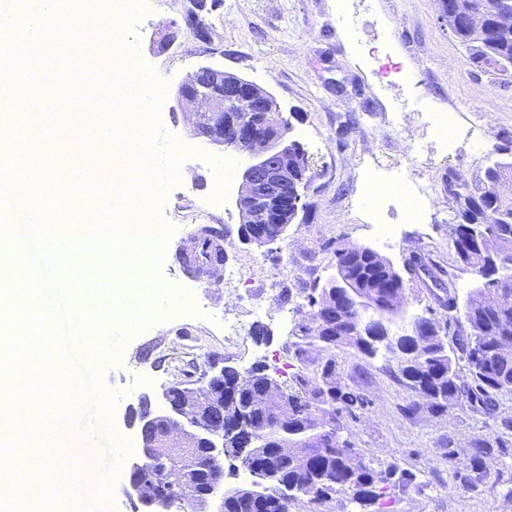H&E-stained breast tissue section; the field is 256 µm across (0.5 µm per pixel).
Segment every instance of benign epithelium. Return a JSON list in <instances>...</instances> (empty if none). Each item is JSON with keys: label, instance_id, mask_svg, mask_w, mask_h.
I'll return each instance as SVG.
<instances>
[{"label": "benign epithelium", "instance_id": "1", "mask_svg": "<svg viewBox=\"0 0 512 512\" xmlns=\"http://www.w3.org/2000/svg\"><path fill=\"white\" fill-rule=\"evenodd\" d=\"M181 20L166 26L161 46L169 47L186 30L202 44L211 33L199 15L216 0H189ZM179 102L193 108V135L210 144L245 152V166L238 188L239 239L258 247L274 244L263 231L266 224H290L303 209L298 191L310 180L311 169L301 147L287 139L289 126L275 97L267 90L203 63L177 88ZM332 279L318 289L330 308L340 304ZM231 417L224 421V369L205 374L202 386L175 384L143 394L129 407L127 421L137 429L140 448L127 461L124 497L136 512H226L225 504L236 492L256 500L269 496L287 503L294 490L281 482L268 463L273 454L295 464L309 456L308 444L289 440L288 434H270L272 426L288 420L291 407L267 369L259 366L235 370ZM203 450L206 465L191 462L192 451ZM238 463L242 484L224 489V460Z\"/></svg>", "mask_w": 512, "mask_h": 512}]
</instances>
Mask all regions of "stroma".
Returning <instances> with one entry per match:
<instances>
[{"instance_id": "obj_1", "label": "stroma", "mask_w": 512, "mask_h": 512, "mask_svg": "<svg viewBox=\"0 0 512 512\" xmlns=\"http://www.w3.org/2000/svg\"><path fill=\"white\" fill-rule=\"evenodd\" d=\"M149 4L134 28L139 56L166 84L163 131L192 150L161 208L174 231L160 273L189 291L192 310L134 335L121 364L104 372V384L119 394L111 412L115 430L134 435L126 414L141 394L201 383L210 366L260 364L288 384L298 375L317 379L332 357L337 381L367 399L364 409L346 418L345 437L374 468L393 466L417 476L415 485L389 490L382 512H512L511 458L486 457L491 477L477 491L456 488L452 478L469 465L474 439L504 436L498 420L512 418L511 396L501 399L495 420L465 402L439 413L404 385L388 355L369 359L347 346L331 353L304 337L312 325L307 294L335 274L337 250L351 246L372 249L398 268L409 254L420 256L429 272L405 276V311L444 326L446 313L435 297L455 266L448 178L473 180L500 158L501 148L512 149V77L468 65L435 0H221L202 16L211 46L184 33L164 51L156 45L158 31L183 14L188 0ZM206 61L276 98L289 139L300 144L312 168L305 209L270 246L238 241L235 200L246 154L229 155L192 137L190 114L176 100L178 85ZM451 110L461 130L448 144L433 135L430 121L433 113ZM475 119L490 151L468 135ZM228 155L237 170L219 199L210 160ZM378 168L432 184L437 220L406 221L394 198L370 215L366 183ZM376 218L394 225L390 245L376 240ZM201 225L223 233L225 266L242 273L234 284L183 275L175 250L194 249ZM258 325L267 340L253 335ZM412 402L417 409L406 414Z\"/></svg>"}]
</instances>
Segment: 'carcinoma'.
Here are the masks:
<instances>
[{"label":"carcinoma","instance_id":"1","mask_svg":"<svg viewBox=\"0 0 512 512\" xmlns=\"http://www.w3.org/2000/svg\"><path fill=\"white\" fill-rule=\"evenodd\" d=\"M453 37L466 51L469 64L482 71H512V25L498 27L489 22L476 30L458 20ZM456 204L452 227V247L457 269L482 280V285L467 295L463 316H458L459 296L453 279H448L446 326L453 330V344H445L436 324L428 322L427 360L416 359L415 342L405 339L395 346L380 341L381 322L392 321L403 312L404 280L385 258H375L358 246L336 251V265L353 294L346 296L344 309L336 323H320L318 299L307 295L314 327L306 336L325 349L348 346L367 358L385 350L397 361L402 381L425 398L437 412L452 409L459 397L468 399L479 413L497 418L500 397L512 395V160H496L474 180L458 184L453 196ZM466 376L460 375V366ZM335 364L322 370V383L314 386L304 378L297 386L284 387L292 414L288 433L308 440V461L300 466L280 458L272 463L280 479L297 493L315 499L342 493L358 512H373L386 491L396 482L410 483L415 475L395 468L377 470L366 462L349 463L353 447L339 415L356 416L364 408L363 395L333 379ZM466 472L457 471L459 487L474 491L487 482L490 472L484 458L498 453L512 456V445L497 438L476 439ZM229 512H287V505L273 498L264 504L238 499L228 504Z\"/></svg>","mask_w":512,"mask_h":512}]
</instances>
